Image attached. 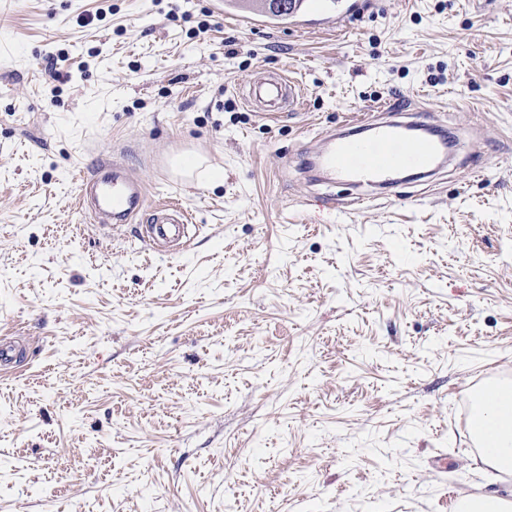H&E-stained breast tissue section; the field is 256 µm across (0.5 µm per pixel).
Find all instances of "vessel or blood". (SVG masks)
Returning <instances> with one entry per match:
<instances>
[{"mask_svg": "<svg viewBox=\"0 0 512 512\" xmlns=\"http://www.w3.org/2000/svg\"><path fill=\"white\" fill-rule=\"evenodd\" d=\"M215 6L234 11L238 23L245 27L260 29L268 25L263 11L243 7L242 0H216ZM358 12L357 0H292L288 25L297 30L343 26ZM297 98L295 83L278 72L254 81L247 94L249 103L269 112ZM359 129L361 134L356 138L343 133L328 136L326 149L310 162L321 178L353 185H386L397 171L439 167L448 153L447 143L418 135L413 121H366ZM78 191L80 196L91 197L96 214L109 216L115 224L131 223L142 212H149L150 220L142 235L156 246L184 236L187 211L178 206L169 214L150 211L144 184L131 178L120 165L99 162L94 177H80Z\"/></svg>", "mask_w": 512, "mask_h": 512, "instance_id": "b4317fda", "label": "vessel or blood"}]
</instances>
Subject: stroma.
<instances>
[{
	"label": "stroma",
	"instance_id": "35a3bbf8",
	"mask_svg": "<svg viewBox=\"0 0 512 512\" xmlns=\"http://www.w3.org/2000/svg\"><path fill=\"white\" fill-rule=\"evenodd\" d=\"M278 70L301 103L249 107ZM395 99L451 132V164L363 205L303 172ZM103 159L189 212L182 248L80 207L72 174ZM3 343L0 512H453L483 492L469 393L512 379V0H368L299 31L213 0H0ZM242 1L247 0H216L214 6L220 11L228 14L230 10L235 11L234 16L240 25H243L252 29H260L268 26V21L265 19L266 11H260L259 9H248L242 7Z\"/></svg>",
	"mask_w": 512,
	"mask_h": 512
}]
</instances>
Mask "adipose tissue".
Returning a JSON list of instances; mask_svg holds the SVG:
<instances>
[{"label":"adipose tissue","instance_id":"ef3b65f1","mask_svg":"<svg viewBox=\"0 0 512 512\" xmlns=\"http://www.w3.org/2000/svg\"><path fill=\"white\" fill-rule=\"evenodd\" d=\"M469 422L483 462L512 473V383L491 382L474 391Z\"/></svg>","mask_w":512,"mask_h":512}]
</instances>
